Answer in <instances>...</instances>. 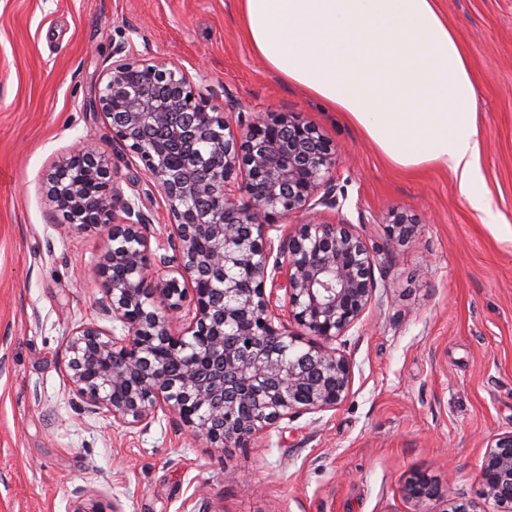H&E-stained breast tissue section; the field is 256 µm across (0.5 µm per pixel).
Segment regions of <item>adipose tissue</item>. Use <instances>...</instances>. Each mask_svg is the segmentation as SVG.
<instances>
[{
  "label": "adipose tissue",
  "mask_w": 512,
  "mask_h": 512,
  "mask_svg": "<svg viewBox=\"0 0 512 512\" xmlns=\"http://www.w3.org/2000/svg\"><path fill=\"white\" fill-rule=\"evenodd\" d=\"M265 64L343 112L400 170H448L488 212L468 53L439 0H240Z\"/></svg>",
  "instance_id": "obj_1"
}]
</instances>
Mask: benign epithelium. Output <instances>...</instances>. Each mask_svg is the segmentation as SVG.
Returning <instances> with one entry per match:
<instances>
[{"instance_id":"1","label":"benign epithelium","mask_w":512,"mask_h":512,"mask_svg":"<svg viewBox=\"0 0 512 512\" xmlns=\"http://www.w3.org/2000/svg\"><path fill=\"white\" fill-rule=\"evenodd\" d=\"M103 78L91 105L109 120L112 141L141 160L172 221L151 250L138 180L125 195L92 137L49 174L66 223L110 227L91 276L104 279L101 311L122 335L83 322L65 344L84 411L131 428L168 411L224 453L248 450L285 419L339 407L353 367L335 343L380 303L378 253L351 223L320 220L341 206L333 183L340 150L288 112L241 115L235 131L224 111L238 103L226 95L221 108L219 94H199L201 70L135 60L124 43L112 48ZM293 214L307 221L270 237L269 219ZM385 231L402 243L416 225L394 212ZM480 474L476 500L449 497L421 471L406 477L402 497L411 512L439 498L442 512H512V431L488 440Z\"/></svg>"}]
</instances>
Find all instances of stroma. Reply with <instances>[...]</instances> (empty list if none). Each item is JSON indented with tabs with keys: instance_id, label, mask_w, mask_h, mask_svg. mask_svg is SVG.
Masks as SVG:
<instances>
[{
	"instance_id": "obj_1",
	"label": "stroma",
	"mask_w": 512,
	"mask_h": 512,
	"mask_svg": "<svg viewBox=\"0 0 512 512\" xmlns=\"http://www.w3.org/2000/svg\"><path fill=\"white\" fill-rule=\"evenodd\" d=\"M478 80L490 212L437 168H392L342 113L283 81L243 35L239 0H0V512H410L419 470L477 496L480 458L512 431V0H441ZM165 68L202 66L199 91L255 113L291 112L345 158L342 213L376 250L383 300L346 336L353 387L338 408L283 421L221 454L172 413L125 428L78 405L65 338L99 313L106 228L64 224L47 175L94 137L119 186L139 159L118 151L89 101L113 46ZM419 226L389 240L391 211Z\"/></svg>"
}]
</instances>
